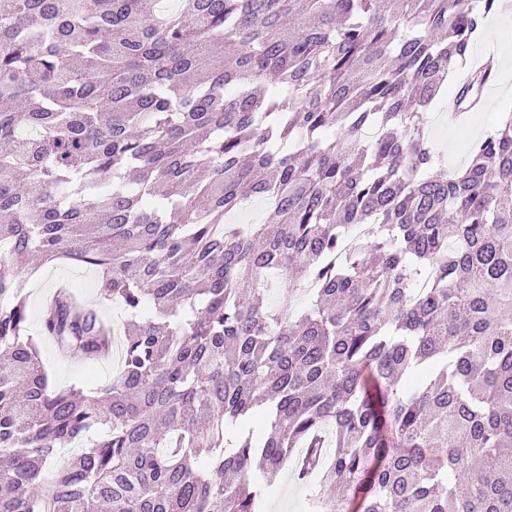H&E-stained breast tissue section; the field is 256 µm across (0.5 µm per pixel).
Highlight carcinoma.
<instances>
[{
	"label": "carcinoma",
	"mask_w": 512,
	"mask_h": 512,
	"mask_svg": "<svg viewBox=\"0 0 512 512\" xmlns=\"http://www.w3.org/2000/svg\"><path fill=\"white\" fill-rule=\"evenodd\" d=\"M160 6L0 0V512H261L299 448L311 512H512V120L460 171L423 135L499 0ZM35 254L125 313L93 396L27 333ZM42 335L112 351L65 288ZM308 297L306 291L295 288L293 284L280 280L277 288H273L267 297V302L273 309L288 307V310L299 312L303 310Z\"/></svg>",
	"instance_id": "obj_1"
}]
</instances>
